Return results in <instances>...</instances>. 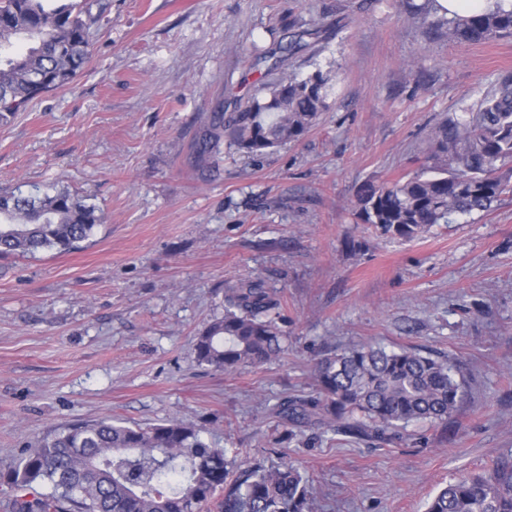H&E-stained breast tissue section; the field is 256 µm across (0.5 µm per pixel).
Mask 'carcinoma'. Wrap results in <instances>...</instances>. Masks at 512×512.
I'll list each match as a JSON object with an SVG mask.
<instances>
[{
  "label": "carcinoma",
  "instance_id": "1",
  "mask_svg": "<svg viewBox=\"0 0 512 512\" xmlns=\"http://www.w3.org/2000/svg\"><path fill=\"white\" fill-rule=\"evenodd\" d=\"M435 0H402L428 32L477 44L512 36V0L469 16L437 14ZM103 0H0V125L42 95L70 84L90 56ZM329 78L292 71L263 87L236 112H214L194 141L204 160L224 138L248 156L303 139L329 108ZM418 171L359 188L356 218L381 234L412 239L436 224L484 212L512 192V81L473 106L437 122ZM102 221L97 209L68 189L25 196L0 189V257L44 249L69 252ZM279 299L258 277L224 284V317L193 344L197 361L234 372L285 351ZM315 394L284 397L272 408L296 427L327 426L337 434L390 442L418 421L448 422L461 398L454 365L411 348L360 347L320 359ZM224 448L206 443L181 420L149 428L104 417L43 436L0 482L12 493L9 512H314L308 480L290 463L255 464L232 475ZM39 485L42 491H33ZM427 512H512V463L444 487Z\"/></svg>",
  "mask_w": 512,
  "mask_h": 512
}]
</instances>
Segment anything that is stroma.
I'll list each match as a JSON object with an SVG mask.
<instances>
[{
  "label": "stroma",
  "instance_id": "35a3bbf8",
  "mask_svg": "<svg viewBox=\"0 0 512 512\" xmlns=\"http://www.w3.org/2000/svg\"><path fill=\"white\" fill-rule=\"evenodd\" d=\"M321 30L287 67L328 73L301 141L196 164L212 112L279 76L257 53ZM512 80V37L425 33L398 0H109L74 81L0 125V186L68 188L103 214L80 249L0 258V472L38 437L105 416L196 424L239 461L288 460L315 512H426L437 492L512 461V192L414 239L357 223L356 193L413 171L432 125ZM364 242L360 251L345 242ZM261 276L288 351L232 373L193 342L224 284ZM363 345L450 360L463 399L375 446L284 425L318 358Z\"/></svg>",
  "mask_w": 512,
  "mask_h": 512
}]
</instances>
